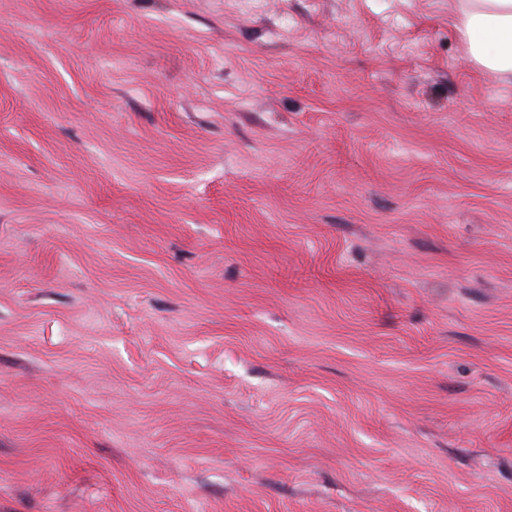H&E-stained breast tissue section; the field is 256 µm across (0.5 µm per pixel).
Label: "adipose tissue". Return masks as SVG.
Here are the masks:
<instances>
[{"label": "adipose tissue", "mask_w": 512, "mask_h": 512, "mask_svg": "<svg viewBox=\"0 0 512 512\" xmlns=\"http://www.w3.org/2000/svg\"><path fill=\"white\" fill-rule=\"evenodd\" d=\"M455 27L476 66L512 82V0H459Z\"/></svg>", "instance_id": "adipose-tissue-1"}]
</instances>
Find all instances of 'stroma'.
<instances>
[{
    "label": "stroma",
    "instance_id": "stroma-1",
    "mask_svg": "<svg viewBox=\"0 0 512 512\" xmlns=\"http://www.w3.org/2000/svg\"><path fill=\"white\" fill-rule=\"evenodd\" d=\"M455 5L0 0V512H512Z\"/></svg>",
    "mask_w": 512,
    "mask_h": 512
}]
</instances>
